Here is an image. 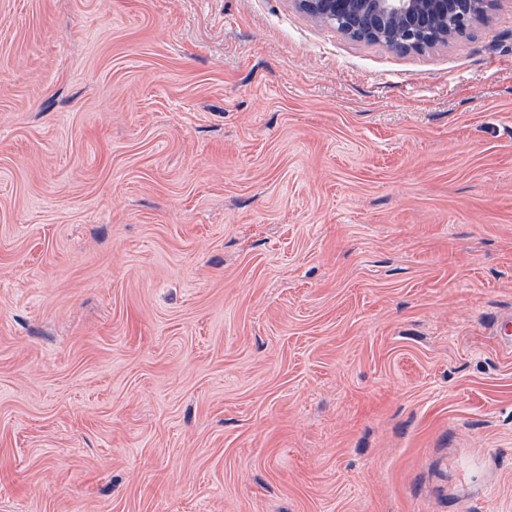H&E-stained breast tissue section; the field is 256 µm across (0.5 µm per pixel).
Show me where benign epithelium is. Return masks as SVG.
<instances>
[{
	"mask_svg": "<svg viewBox=\"0 0 512 512\" xmlns=\"http://www.w3.org/2000/svg\"><path fill=\"white\" fill-rule=\"evenodd\" d=\"M314 19L395 52L448 44L482 21L497 0H295Z\"/></svg>",
	"mask_w": 512,
	"mask_h": 512,
	"instance_id": "benign-epithelium-1",
	"label": "benign epithelium"
}]
</instances>
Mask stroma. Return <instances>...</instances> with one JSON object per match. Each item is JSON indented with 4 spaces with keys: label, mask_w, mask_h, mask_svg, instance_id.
Here are the masks:
<instances>
[{
    "label": "stroma",
    "mask_w": 512,
    "mask_h": 512,
    "mask_svg": "<svg viewBox=\"0 0 512 512\" xmlns=\"http://www.w3.org/2000/svg\"><path fill=\"white\" fill-rule=\"evenodd\" d=\"M507 320L512 0H0V512H512ZM319 22L351 37L383 44L395 52L449 44L473 29L497 0H295ZM352 38V37H351Z\"/></svg>",
    "instance_id": "35a3bbf8"
}]
</instances>
